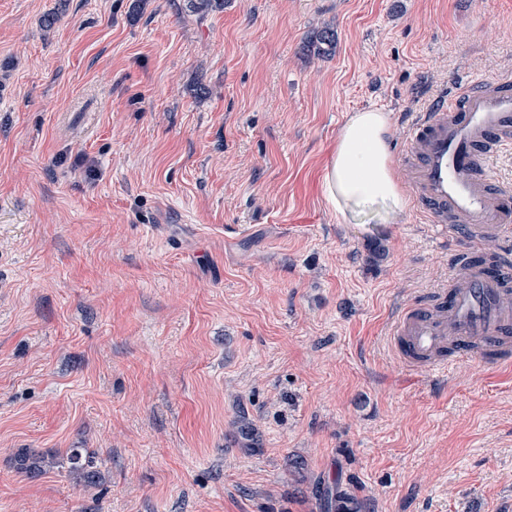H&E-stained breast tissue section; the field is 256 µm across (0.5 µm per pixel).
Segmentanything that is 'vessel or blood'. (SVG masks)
<instances>
[{
    "label": "vessel or blood",
    "instance_id": "b4317fda",
    "mask_svg": "<svg viewBox=\"0 0 512 512\" xmlns=\"http://www.w3.org/2000/svg\"><path fill=\"white\" fill-rule=\"evenodd\" d=\"M512 152V82L470 79L453 98L415 113L398 170L439 242L462 241L441 287L397 311L388 342L411 370L444 373L450 360L512 365V254H487L484 235L512 233V189L491 160Z\"/></svg>",
    "mask_w": 512,
    "mask_h": 512
}]
</instances>
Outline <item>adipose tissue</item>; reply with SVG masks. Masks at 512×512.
Instances as JSON below:
<instances>
[{"label":"adipose tissue","mask_w":512,"mask_h":512,"mask_svg":"<svg viewBox=\"0 0 512 512\" xmlns=\"http://www.w3.org/2000/svg\"><path fill=\"white\" fill-rule=\"evenodd\" d=\"M322 190L340 215L374 206L389 214L405 211L408 200L392 165L388 112L368 109L349 116L325 167Z\"/></svg>","instance_id":"obj_1"}]
</instances>
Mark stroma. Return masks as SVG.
Segmentation results:
<instances>
[{"instance_id":"1","label":"stroma","mask_w":512,"mask_h":512,"mask_svg":"<svg viewBox=\"0 0 512 512\" xmlns=\"http://www.w3.org/2000/svg\"><path fill=\"white\" fill-rule=\"evenodd\" d=\"M181 2L0 0V512H512V370L385 340L449 247L320 189L351 113L512 80V0ZM336 45V34L330 27L318 30L306 44L309 54L322 55L332 50ZM69 473L79 482L88 486H96L100 472L94 468L92 456L84 448H71L66 453ZM17 467L22 472L30 475H38L52 467L53 457L45 454H31L21 452L16 458Z\"/></svg>"}]
</instances>
